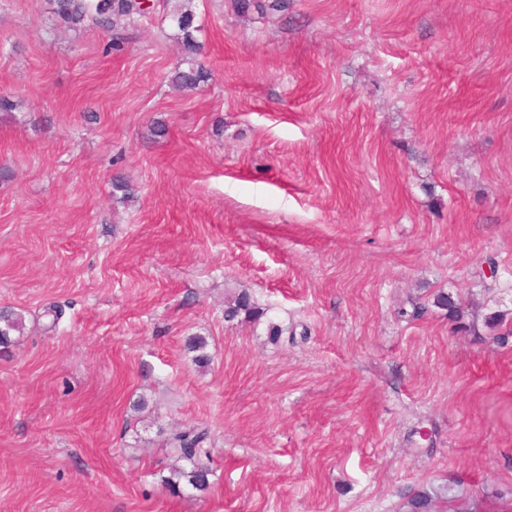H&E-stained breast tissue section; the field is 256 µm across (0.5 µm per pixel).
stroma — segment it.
<instances>
[{"label":"stroma","mask_w":512,"mask_h":512,"mask_svg":"<svg viewBox=\"0 0 512 512\" xmlns=\"http://www.w3.org/2000/svg\"><path fill=\"white\" fill-rule=\"evenodd\" d=\"M153 3L0 0V512H512V0ZM52 3L57 24L65 29L78 31L86 22H91L111 31L106 53L124 49L126 27L134 24L150 8L143 4V0H52ZM172 22L181 33L182 42L187 51L191 54H196L199 46L197 45L195 33L199 31V26L194 25V13L190 9L185 8L183 11L181 10V12L172 16ZM194 62L193 59L189 60L188 71H177L172 77V83L182 87H196L201 82H206L209 77L208 71L203 65ZM241 314H244L247 319L251 320H256L264 315V312L259 310L250 294L246 291L230 295L225 304L224 318L227 321H232ZM23 317L12 310H0V346L9 345L11 336L23 330ZM208 432L205 429L196 427L186 428L172 433L167 439V443L174 448L178 455L189 461L192 464L190 471L184 469H174L172 471L171 481H169L175 488L176 483L184 478L187 482L196 489H201L207 483V469L201 464V456L209 457V451L204 449V444L207 443ZM176 479V480H175Z\"/></svg>","instance_id":"35a3bbf8"}]
</instances>
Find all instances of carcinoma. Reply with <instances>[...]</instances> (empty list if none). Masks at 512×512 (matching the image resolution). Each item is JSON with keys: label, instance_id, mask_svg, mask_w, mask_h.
Returning a JSON list of instances; mask_svg holds the SVG:
<instances>
[{"label": "carcinoma", "instance_id": "1", "mask_svg": "<svg viewBox=\"0 0 512 512\" xmlns=\"http://www.w3.org/2000/svg\"><path fill=\"white\" fill-rule=\"evenodd\" d=\"M53 14L57 24L65 29L78 31L90 22L104 30L112 32L111 40L105 47L108 53L119 52L127 43L125 29L144 16L149 8L143 0H52ZM172 22L181 33L182 42L191 54L197 52L198 45L195 33L199 27L195 25L194 13L186 8L172 16ZM190 67L186 71H178L172 77V83L182 87H196L208 80L209 73L201 64L189 60ZM134 195V189L124 177L117 175L112 178V199L116 203H125ZM255 320L264 312L253 302L250 294L240 291L226 300L224 318L232 321L239 316ZM23 330V317L12 310H0V346L11 343V336ZM208 432L196 427L186 428L172 433L167 443L178 455L189 461L192 468L188 471L175 469L172 471L171 484L184 478L196 489L207 483V469L201 464V456L209 455L204 449Z\"/></svg>", "mask_w": 512, "mask_h": 512}]
</instances>
